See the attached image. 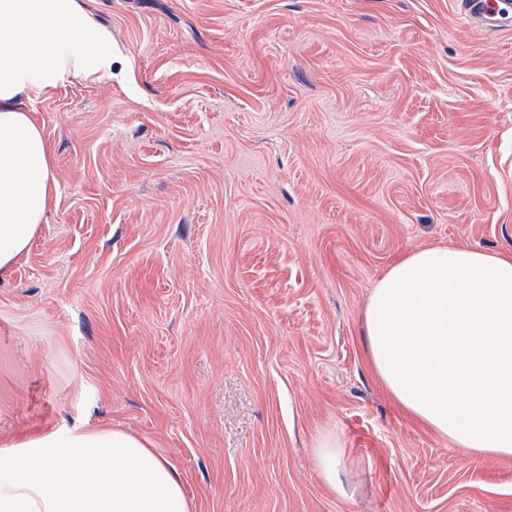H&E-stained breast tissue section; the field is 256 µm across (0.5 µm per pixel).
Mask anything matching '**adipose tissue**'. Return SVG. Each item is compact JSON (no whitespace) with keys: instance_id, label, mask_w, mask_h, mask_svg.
Returning a JSON list of instances; mask_svg holds the SVG:
<instances>
[{"instance_id":"obj_1","label":"adipose tissue","mask_w":512,"mask_h":512,"mask_svg":"<svg viewBox=\"0 0 512 512\" xmlns=\"http://www.w3.org/2000/svg\"><path fill=\"white\" fill-rule=\"evenodd\" d=\"M112 74V35L83 0H0V280L27 253L56 192L55 161L29 103ZM371 365L413 420L461 458H512V251H410L362 314ZM314 459L343 492L338 437ZM0 512H191L171 463L111 427H57L0 442Z\"/></svg>"}]
</instances>
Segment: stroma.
<instances>
[{
    "label": "stroma",
    "mask_w": 512,
    "mask_h": 512,
    "mask_svg": "<svg viewBox=\"0 0 512 512\" xmlns=\"http://www.w3.org/2000/svg\"><path fill=\"white\" fill-rule=\"evenodd\" d=\"M85 5L112 75L31 107L57 190L0 282V439L147 438L192 512H512V459L409 420L361 324L406 251L512 249V30L457 0ZM314 459L324 481L339 494H344L341 479V471L345 467L344 451L336 434L329 432L319 437L314 448Z\"/></svg>",
    "instance_id": "obj_1"
}]
</instances>
